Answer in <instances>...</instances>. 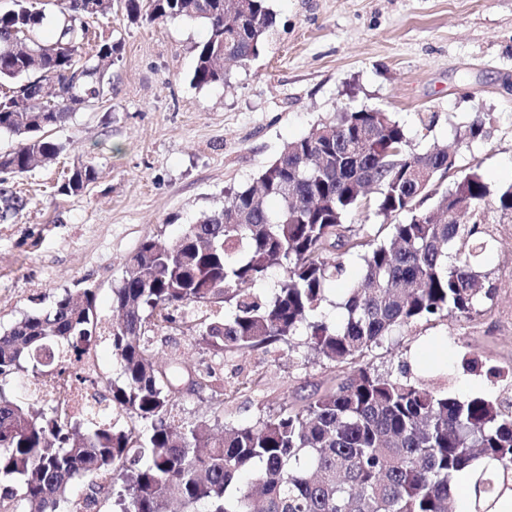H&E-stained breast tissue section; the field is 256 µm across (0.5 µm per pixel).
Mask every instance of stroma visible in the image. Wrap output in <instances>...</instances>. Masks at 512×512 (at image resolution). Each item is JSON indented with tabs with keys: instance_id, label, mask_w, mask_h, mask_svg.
I'll use <instances>...</instances> for the list:
<instances>
[{
	"instance_id": "obj_1",
	"label": "stroma",
	"mask_w": 512,
	"mask_h": 512,
	"mask_svg": "<svg viewBox=\"0 0 512 512\" xmlns=\"http://www.w3.org/2000/svg\"><path fill=\"white\" fill-rule=\"evenodd\" d=\"M272 35L258 57L229 67L226 83L191 82L200 21L130 22L123 0L90 26L123 45L112 86L51 136L65 146L48 167L9 176L26 208L0 223V332L48 308L63 292L96 289V311L110 326L112 290L143 239L167 244L231 190L256 183L284 145L342 111L378 109L402 125L412 151H456L447 188L477 170L491 192L512 185V0H270ZM486 115L485 138L456 134ZM97 178L76 195L61 192L74 162ZM494 286L487 310L405 328L369 352L379 373L401 369L437 379L453 396H494L512 381V222L503 221L485 256ZM202 312L187 309L179 330L151 329L160 366L212 370L225 397L183 392L178 416L252 425L335 387L342 370L303 342L222 355L198 345ZM478 359L468 370L465 358ZM500 377L487 376V368Z\"/></svg>"
}]
</instances>
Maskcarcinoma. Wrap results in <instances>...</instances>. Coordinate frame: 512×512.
<instances>
[{
    "mask_svg": "<svg viewBox=\"0 0 512 512\" xmlns=\"http://www.w3.org/2000/svg\"><path fill=\"white\" fill-rule=\"evenodd\" d=\"M127 17H185L207 29L196 46L191 81L224 83L225 55L244 65L257 57L275 24L269 0H124ZM112 13V0H67L52 40L34 37L43 15L25 0L0 12V134L20 146L0 154V172L23 174L50 165L65 145L50 130L78 107L102 99L104 64L121 45L97 44L78 63L88 20ZM65 95L41 96L40 79ZM456 167V153L409 151L403 127L387 112H339L288 143L256 185L230 193L224 209L204 216L175 241L144 239L112 288L121 321L99 327L95 293L57 296L51 308L24 315L0 334V508L60 512L72 483L87 475L96 489L71 512H94L97 495H115L121 512H453L457 475H470L469 512H498L512 498V400L448 395L433 380L408 372L381 376L363 358L396 330L421 321L469 318L493 300L484 259L494 241L491 212L512 216V185L489 207L475 170L443 191L437 176ZM96 179L78 162L62 186L79 194ZM377 189L374 202L364 199ZM433 200L429 207L426 200ZM26 200L0 182V221ZM372 207L386 219L404 214L391 235L361 255L363 275L346 289L343 315L315 317L327 286L345 273L344 257L365 246L346 217ZM279 268L283 279L268 300L252 285ZM216 311L197 324V341L216 354L291 345L307 337L319 357L345 365L336 387L252 426L205 422L174 414L177 369L162 371L146 330L177 327L190 307ZM230 308V314L218 311ZM108 335L120 373L92 382L106 412L74 420L61 400L17 402L1 382L19 371L35 379L66 373L83 380L79 363L95 337ZM150 426L119 427L112 412Z\"/></svg>",
    "mask_w": 512,
    "mask_h": 512,
    "instance_id": "obj_1",
    "label": "carcinoma"
}]
</instances>
